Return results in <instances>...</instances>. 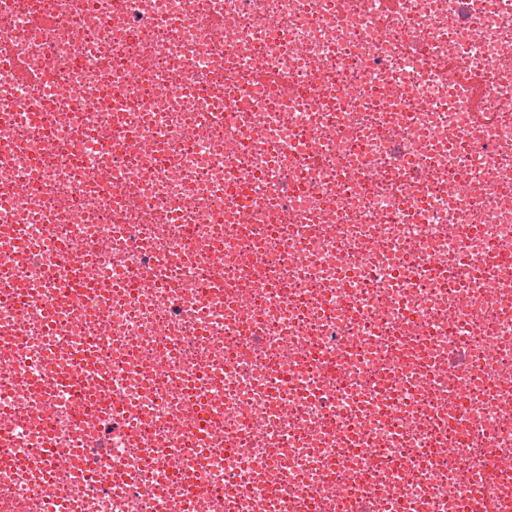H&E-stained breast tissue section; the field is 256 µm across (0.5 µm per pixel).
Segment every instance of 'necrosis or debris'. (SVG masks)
<instances>
[{
  "instance_id": "obj_1",
  "label": "necrosis or debris",
  "mask_w": 512,
  "mask_h": 512,
  "mask_svg": "<svg viewBox=\"0 0 512 512\" xmlns=\"http://www.w3.org/2000/svg\"><path fill=\"white\" fill-rule=\"evenodd\" d=\"M14 62L0 512H512V0H0Z\"/></svg>"
}]
</instances>
